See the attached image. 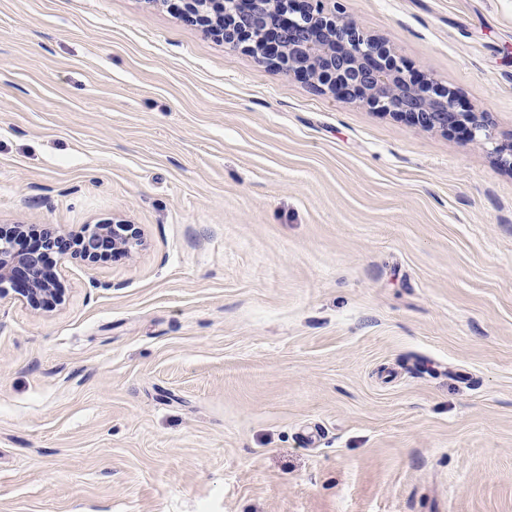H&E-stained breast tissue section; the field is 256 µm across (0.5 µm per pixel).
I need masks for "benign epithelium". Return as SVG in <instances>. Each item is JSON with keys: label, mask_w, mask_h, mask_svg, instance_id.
<instances>
[{"label": "benign epithelium", "mask_w": 512, "mask_h": 512, "mask_svg": "<svg viewBox=\"0 0 512 512\" xmlns=\"http://www.w3.org/2000/svg\"><path fill=\"white\" fill-rule=\"evenodd\" d=\"M324 0H185L183 18L195 23L209 8L219 11L224 44L252 51L259 62L307 79L322 93L360 101L378 112L400 117L423 130L464 127L471 136L488 137L487 112H462L453 93L438 83L404 73L391 49L338 17ZM27 224L0 227V298L14 291L20 300L40 304L57 296V273L44 267L37 252L14 248ZM42 245L63 256L96 263L112 254L140 250L143 237L133 224H86L74 234L47 225Z\"/></svg>", "instance_id": "1"}]
</instances>
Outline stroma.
Masks as SVG:
<instances>
[{"label":"stroma","mask_w":512,"mask_h":512,"mask_svg":"<svg viewBox=\"0 0 512 512\" xmlns=\"http://www.w3.org/2000/svg\"><path fill=\"white\" fill-rule=\"evenodd\" d=\"M182 0H0V512H512V0H336L490 139L319 93ZM44 226L38 231L42 245L56 249L63 256L87 263H96L108 257L105 246L112 247V255H131L144 245L140 231L132 224H85L74 234H62L53 225ZM26 231H30L27 224H13L5 230L0 227V298L12 290L18 293L20 300L30 304L41 305L43 300L53 297L61 302L55 288L56 270H47L38 252L21 253L14 248L16 235ZM33 241L31 235L22 236L15 240V244L20 250H27ZM18 284L23 288H16Z\"/></svg>","instance_id":"35a3bbf8"}]
</instances>
